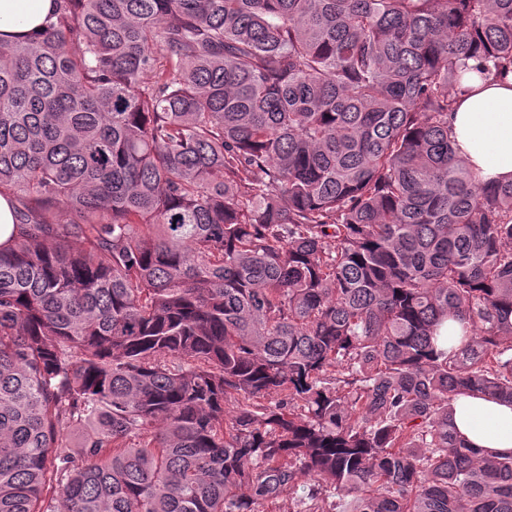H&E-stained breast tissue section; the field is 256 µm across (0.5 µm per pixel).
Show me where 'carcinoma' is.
<instances>
[{
	"label": "carcinoma",
	"instance_id": "1",
	"mask_svg": "<svg viewBox=\"0 0 512 512\" xmlns=\"http://www.w3.org/2000/svg\"><path fill=\"white\" fill-rule=\"evenodd\" d=\"M56 4L0 43V512H512L448 424L512 403V182L448 123L512 0Z\"/></svg>",
	"mask_w": 512,
	"mask_h": 512
}]
</instances>
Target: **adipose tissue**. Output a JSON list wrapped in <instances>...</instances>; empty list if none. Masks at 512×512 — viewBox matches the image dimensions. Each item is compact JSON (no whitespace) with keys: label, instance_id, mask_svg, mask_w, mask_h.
<instances>
[{"label":"adipose tissue","instance_id":"1","mask_svg":"<svg viewBox=\"0 0 512 512\" xmlns=\"http://www.w3.org/2000/svg\"><path fill=\"white\" fill-rule=\"evenodd\" d=\"M53 7V0H0V40L39 31ZM449 124L456 156L480 179L512 181V75L464 74ZM450 423L481 454L512 455V404L461 396L453 403Z\"/></svg>","mask_w":512,"mask_h":512}]
</instances>
